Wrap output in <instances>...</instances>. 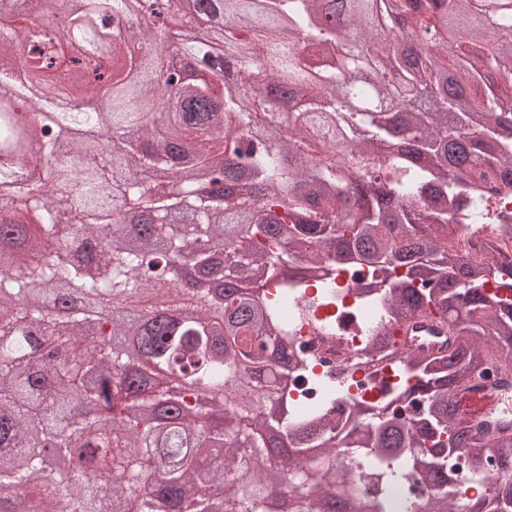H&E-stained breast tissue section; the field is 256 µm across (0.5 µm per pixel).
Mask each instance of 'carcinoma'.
I'll use <instances>...</instances> for the list:
<instances>
[{"mask_svg":"<svg viewBox=\"0 0 512 512\" xmlns=\"http://www.w3.org/2000/svg\"><path fill=\"white\" fill-rule=\"evenodd\" d=\"M135 2L0 0V60L21 57L0 68V210L28 207L0 225V512H272L285 471L291 512H512V427L476 430L454 400L491 360L512 372V258L448 249L482 185L512 187V0H166L171 62L194 63L172 92L134 52L156 34ZM55 85L108 106L60 112L37 92ZM175 258L223 294L177 287ZM347 261L385 273L371 348L423 311L448 329L403 356L412 415L331 422L288 394L304 279L283 270ZM152 292L170 299L149 311ZM77 448L107 449L112 480L56 470ZM409 448L433 494L394 499ZM460 448L487 493L457 487Z\"/></svg>","mask_w":512,"mask_h":512,"instance_id":"carcinoma-1","label":"carcinoma"}]
</instances>
